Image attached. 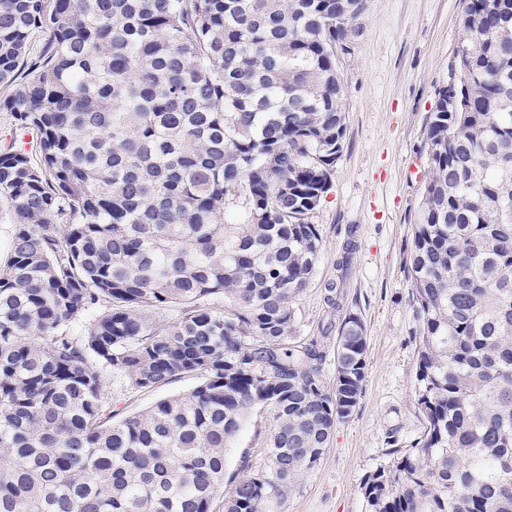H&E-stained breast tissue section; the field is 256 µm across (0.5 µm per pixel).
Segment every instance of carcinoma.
Listing matches in <instances>:
<instances>
[{"label": "carcinoma", "mask_w": 512, "mask_h": 512, "mask_svg": "<svg viewBox=\"0 0 512 512\" xmlns=\"http://www.w3.org/2000/svg\"><path fill=\"white\" fill-rule=\"evenodd\" d=\"M464 2L406 263L423 432L368 476L366 512H512V0ZM365 9L0 0V512H214L260 412L268 468L242 466L223 512H267L320 463L363 392L365 325L342 320L329 389L293 304L344 148L334 49ZM186 377L112 411L114 379ZM196 384L195 379L185 378L153 392H133L127 389L124 383L113 382L110 386L112 392V410L118 417L136 413L152 406L157 400L180 393L187 392ZM274 428L275 421L270 414H257L247 421L234 441L233 447L226 451L224 494L230 492L232 487L230 479L240 472L244 457H246L247 466L252 471L267 468V447Z\"/></svg>", "instance_id": "obj_1"}]
</instances>
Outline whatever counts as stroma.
Wrapping results in <instances>:
<instances>
[{
	"label": "stroma",
	"instance_id": "1",
	"mask_svg": "<svg viewBox=\"0 0 512 512\" xmlns=\"http://www.w3.org/2000/svg\"><path fill=\"white\" fill-rule=\"evenodd\" d=\"M338 66L346 104L344 149L312 217L323 241L315 272L294 304L295 334L316 340L333 384L336 325L359 313L368 371L354 414L340 423L320 463L269 512H365L362 486L394 448L421 432L415 334L419 330L404 265L425 182L422 153L439 88L466 37L463 0H366ZM185 378L153 392L112 383L124 416L187 392ZM272 415L252 416L226 452V476L266 469Z\"/></svg>",
	"mask_w": 512,
	"mask_h": 512
}]
</instances>
